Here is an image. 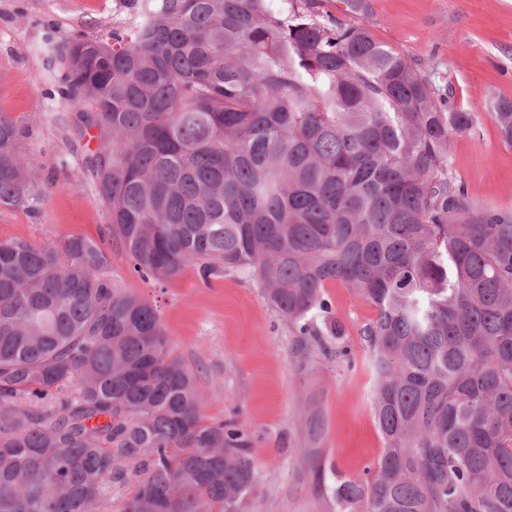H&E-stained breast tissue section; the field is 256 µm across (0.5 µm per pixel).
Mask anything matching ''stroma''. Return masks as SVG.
I'll use <instances>...</instances> for the list:
<instances>
[{
    "label": "stroma",
    "mask_w": 512,
    "mask_h": 512,
    "mask_svg": "<svg viewBox=\"0 0 512 512\" xmlns=\"http://www.w3.org/2000/svg\"><path fill=\"white\" fill-rule=\"evenodd\" d=\"M133 0H0V113L26 134L20 151L38 182L27 207L0 205V240L57 245L98 239L106 222L83 159L96 139L68 128L76 104L60 92L54 48L70 35L104 36ZM334 19L366 26L435 85L450 89L469 129L450 135V172L478 206L512 211V146L495 119L512 99V0H320ZM110 274L159 311L174 355L194 375L204 412L249 438L253 490L245 512H336L338 482L376 468L383 440L370 412L374 375L362 329L367 300L338 283L325 296L349 359L305 349L295 327L252 280L235 272L202 282L186 266L164 283L132 274L111 255ZM321 426L312 435L311 422ZM322 481L313 486V468Z\"/></svg>",
    "instance_id": "35a3bbf8"
}]
</instances>
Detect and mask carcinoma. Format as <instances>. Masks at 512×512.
<instances>
[{"label": "carcinoma", "mask_w": 512, "mask_h": 512, "mask_svg": "<svg viewBox=\"0 0 512 512\" xmlns=\"http://www.w3.org/2000/svg\"><path fill=\"white\" fill-rule=\"evenodd\" d=\"M107 224L99 240L0 241V512H242L244 433L208 418L158 311L109 246L164 281L254 280L302 340L338 282L362 329L383 439L336 512H512V212L449 171L472 125L400 53L313 0H142L57 48ZM512 145V101L496 107ZM0 113V205L36 193Z\"/></svg>", "instance_id": "obj_1"}]
</instances>
